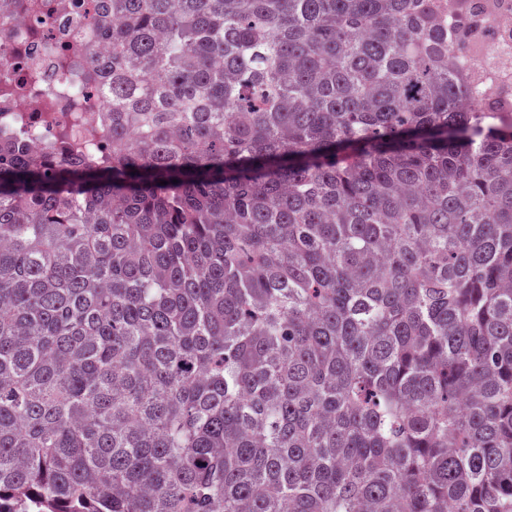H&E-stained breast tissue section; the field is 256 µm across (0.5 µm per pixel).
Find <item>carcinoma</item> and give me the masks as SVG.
<instances>
[{
  "label": "carcinoma",
  "instance_id": "carcinoma-1",
  "mask_svg": "<svg viewBox=\"0 0 512 512\" xmlns=\"http://www.w3.org/2000/svg\"><path fill=\"white\" fill-rule=\"evenodd\" d=\"M0 129V512H512V110L459 0H90ZM167 184L162 185L160 181Z\"/></svg>",
  "mask_w": 512,
  "mask_h": 512
}]
</instances>
